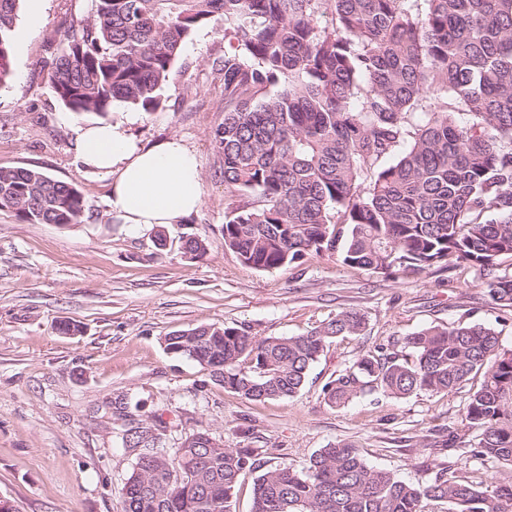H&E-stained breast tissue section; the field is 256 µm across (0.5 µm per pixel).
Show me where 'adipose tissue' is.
I'll return each mask as SVG.
<instances>
[{
    "label": "adipose tissue",
    "mask_w": 512,
    "mask_h": 512,
    "mask_svg": "<svg viewBox=\"0 0 512 512\" xmlns=\"http://www.w3.org/2000/svg\"><path fill=\"white\" fill-rule=\"evenodd\" d=\"M75 149L88 171L111 177L108 207L131 227L175 224L202 205L197 159L180 137L145 148L132 139L125 121L98 122L76 128Z\"/></svg>",
    "instance_id": "ef3b65f1"
}]
</instances>
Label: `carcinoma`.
Listing matches in <instances>:
<instances>
[{
    "instance_id": "obj_1",
    "label": "carcinoma",
    "mask_w": 512,
    "mask_h": 512,
    "mask_svg": "<svg viewBox=\"0 0 512 512\" xmlns=\"http://www.w3.org/2000/svg\"><path fill=\"white\" fill-rule=\"evenodd\" d=\"M23 0H0V86L12 77ZM63 33L50 81L76 113L122 102L152 111L183 44L224 23L213 61L224 85V251L257 270L336 256L393 276L465 266L512 311V0H92ZM331 14L320 27L316 16ZM29 224L81 223L73 185L40 169L0 167V210ZM365 318L342 310L305 334L259 338L197 326L166 350L209 368L249 401L289 398L310 365ZM482 381L446 447L512 467V351L482 325L428 326L388 354L367 353L325 385L332 406L373 390L441 395ZM112 399L141 451L166 423ZM253 476L251 512H512V479L488 492L451 475L413 485L368 465L355 445L316 451L306 470L269 467L258 448H226L199 427L165 458L134 462L122 512H235Z\"/></svg>"
}]
</instances>
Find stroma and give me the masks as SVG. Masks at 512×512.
I'll return each mask as SVG.
<instances>
[{"instance_id":"obj_1","label":"stroma","mask_w":512,"mask_h":512,"mask_svg":"<svg viewBox=\"0 0 512 512\" xmlns=\"http://www.w3.org/2000/svg\"><path fill=\"white\" fill-rule=\"evenodd\" d=\"M91 0H46L40 17L20 9L12 78L0 87V167H32L78 188L81 223L28 224L0 210V500L15 512H121V489L134 465L108 404L126 394L143 415L167 425L166 447L202 426L230 448H259L272 466L307 467L329 444H354L373 467L414 485L442 471L492 489L512 469L461 458L443 448L460 427L469 395L375 390L329 406L325 384L366 351L398 350L429 325L476 323L512 349V314L499 310L485 280L464 268L388 277L327 257L256 270L224 252V156L213 133L224 120V86L212 68L224 31L211 23L184 43L154 111L114 103L109 120L130 116V134L148 147L172 135L196 153L203 204L167 226L131 229L109 212L111 180L76 157L75 126L96 121L56 97L51 63L64 29L89 15ZM206 240L205 256L180 249ZM366 317L362 335L334 340L295 396L247 401L208 369L168 353L163 339L200 325L242 327L260 337L297 336L341 310ZM81 333L62 334L60 322Z\"/></svg>"}]
</instances>
